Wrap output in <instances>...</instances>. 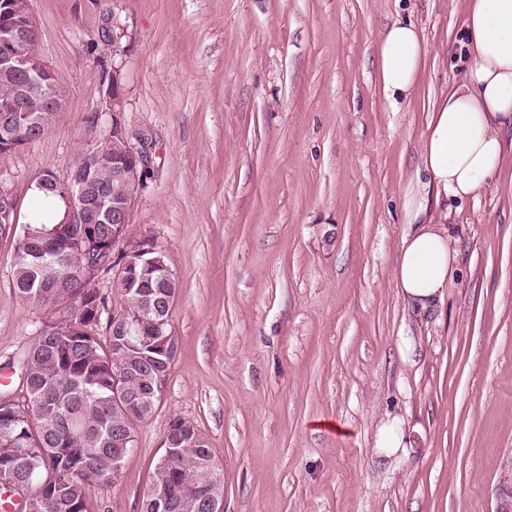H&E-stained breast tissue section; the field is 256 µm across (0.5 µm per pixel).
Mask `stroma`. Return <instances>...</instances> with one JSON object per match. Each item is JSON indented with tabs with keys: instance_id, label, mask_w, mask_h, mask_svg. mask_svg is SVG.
I'll use <instances>...</instances> for the list:
<instances>
[{
	"instance_id": "1",
	"label": "stroma",
	"mask_w": 512,
	"mask_h": 512,
	"mask_svg": "<svg viewBox=\"0 0 512 512\" xmlns=\"http://www.w3.org/2000/svg\"><path fill=\"white\" fill-rule=\"evenodd\" d=\"M468 5L31 0L64 96L38 140L0 157L19 215L0 228V387L55 316L18 296L13 254L34 180L69 171L103 108L98 61L120 68L122 122L149 160L132 233L180 286L162 399L88 512H139L176 418L208 436L223 512H496L512 455L511 151L489 189L448 204L459 262L441 314L414 320L392 277L430 106L467 68ZM397 20L418 27L427 63L392 108L374 51ZM389 413L408 423V456L375 454Z\"/></svg>"
}]
</instances>
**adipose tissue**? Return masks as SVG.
<instances>
[{
    "mask_svg": "<svg viewBox=\"0 0 512 512\" xmlns=\"http://www.w3.org/2000/svg\"><path fill=\"white\" fill-rule=\"evenodd\" d=\"M466 73L434 105L421 142L423 173L404 195V232L393 280L406 308L420 318L439 309L458 253L434 210L442 200L478 196L493 183L512 135V0H470L465 21ZM426 45L412 23L396 21L376 48L377 79L391 107L415 93Z\"/></svg>",
    "mask_w": 512,
    "mask_h": 512,
    "instance_id": "ef3b65f1",
    "label": "adipose tissue"
}]
</instances>
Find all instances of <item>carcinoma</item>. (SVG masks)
<instances>
[{
	"label": "carcinoma",
	"mask_w": 512,
	"mask_h": 512,
	"mask_svg": "<svg viewBox=\"0 0 512 512\" xmlns=\"http://www.w3.org/2000/svg\"><path fill=\"white\" fill-rule=\"evenodd\" d=\"M36 38L26 41L25 52L42 71L10 78L0 76V103L11 98L30 80L36 86L25 103L34 117L26 140L15 144L0 140V156L14 153L34 142L48 129L54 111L44 105L40 90L52 88L62 96L54 71L37 55ZM130 145L112 135L94 147L81 142L72 169L82 172L89 184L102 192L106 205L94 224H70L68 204L57 184L59 175L46 171L35 188L54 197L63 206V218L54 220L49 201L31 216L13 256V283L19 297L44 306L71 304L72 323L53 322L17 357L24 365L22 391L26 403H0V491L12 480H27L34 486V512H87L90 487L112 480V466L133 447L134 426L149 417L140 409L168 378L177 349L162 353L151 336L112 335L108 297L85 273L89 258L100 264L98 278L111 279L121 272L123 254L112 245L120 225L112 222V203H121L131 187L122 168ZM131 214H126L122 232H129ZM164 257L149 252L138 260L140 277L120 282L127 312L146 319L161 312L171 317L179 293L176 278H159L156 267L144 260ZM106 322H101L102 315ZM119 381L129 406H118L112 382ZM211 456L210 448H186L181 455H163L155 479L165 484L167 494L181 512H213L214 501L203 496L199 486L207 481L196 469V460Z\"/></svg>",
	"instance_id": "cac0c4a2"
}]
</instances>
